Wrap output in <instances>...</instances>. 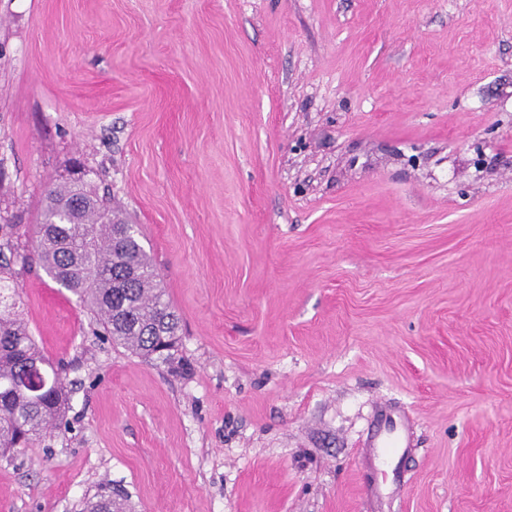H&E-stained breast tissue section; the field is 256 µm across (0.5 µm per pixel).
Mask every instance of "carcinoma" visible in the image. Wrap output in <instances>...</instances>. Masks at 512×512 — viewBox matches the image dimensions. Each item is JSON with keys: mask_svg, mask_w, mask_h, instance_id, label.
Here are the masks:
<instances>
[{"mask_svg": "<svg viewBox=\"0 0 512 512\" xmlns=\"http://www.w3.org/2000/svg\"><path fill=\"white\" fill-rule=\"evenodd\" d=\"M36 247L48 275L79 299L113 341L147 360L176 347L181 320L162 299L156 266L135 225L93 181L48 189ZM36 366L49 382L32 399L14 382ZM69 394L21 312L0 308V452L30 448L60 426ZM86 512H123L121 498L102 496L88 502Z\"/></svg>", "mask_w": 512, "mask_h": 512, "instance_id": "carcinoma-1", "label": "carcinoma"}]
</instances>
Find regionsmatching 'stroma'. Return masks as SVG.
I'll list each match as a JSON object with an SVG mask.
<instances>
[{"instance_id":"1","label":"stroma","mask_w":512,"mask_h":512,"mask_svg":"<svg viewBox=\"0 0 512 512\" xmlns=\"http://www.w3.org/2000/svg\"><path fill=\"white\" fill-rule=\"evenodd\" d=\"M76 165L139 228L169 361L38 263ZM0 257L70 389L0 512H512V0H0ZM404 428L403 419L394 413H385L378 421L374 433L364 448L363 453L368 456L379 457L385 450L395 452L402 447L400 438L391 439Z\"/></svg>"}]
</instances>
